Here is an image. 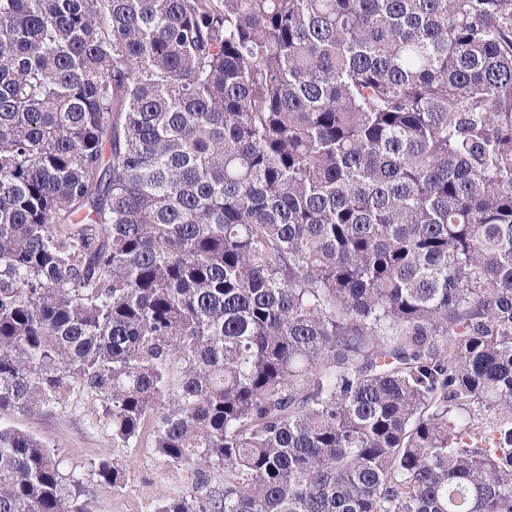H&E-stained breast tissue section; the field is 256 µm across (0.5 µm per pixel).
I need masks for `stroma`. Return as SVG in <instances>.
<instances>
[{"label": "stroma", "mask_w": 512, "mask_h": 512, "mask_svg": "<svg viewBox=\"0 0 512 512\" xmlns=\"http://www.w3.org/2000/svg\"><path fill=\"white\" fill-rule=\"evenodd\" d=\"M103 406L102 397L76 386L63 405L6 414L0 416V425L30 432L64 457L83 486L75 500L82 512H157L164 502L185 495L182 473L154 453L149 434L128 446L113 440ZM104 459L122 467L121 487L99 482L95 470Z\"/></svg>", "instance_id": "35a3bbf8"}]
</instances>
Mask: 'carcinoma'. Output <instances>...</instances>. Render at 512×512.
I'll return each mask as SVG.
<instances>
[{"label":"carcinoma","mask_w":512,"mask_h":512,"mask_svg":"<svg viewBox=\"0 0 512 512\" xmlns=\"http://www.w3.org/2000/svg\"><path fill=\"white\" fill-rule=\"evenodd\" d=\"M75 385L158 512H512V0H0V414Z\"/></svg>","instance_id":"1"}]
</instances>
